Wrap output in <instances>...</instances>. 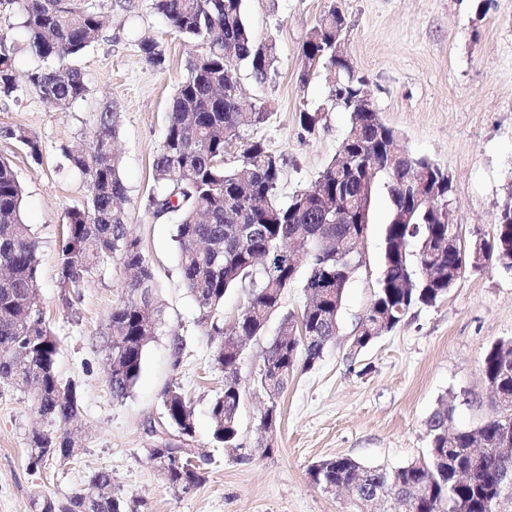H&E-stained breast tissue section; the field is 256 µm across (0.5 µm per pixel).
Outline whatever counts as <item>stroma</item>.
Returning <instances> with one entry per match:
<instances>
[{
	"instance_id": "obj_1",
	"label": "stroma",
	"mask_w": 512,
	"mask_h": 512,
	"mask_svg": "<svg viewBox=\"0 0 512 512\" xmlns=\"http://www.w3.org/2000/svg\"><path fill=\"white\" fill-rule=\"evenodd\" d=\"M332 0H243L256 40L277 45L265 82L247 68L237 77L266 118L250 135L287 155L281 198L310 186L347 136L349 113L328 106L322 72L308 83L301 44ZM349 25L347 50L364 91L383 122L412 156L448 169L455 189L453 221L462 245L492 239L499 204L512 193V0H333ZM108 23L75 61L86 96L65 110L29 88L0 97V125L16 124L42 151L33 163L23 149L0 140L24 187L23 218L39 241L38 301L58 340L57 368L77 385L81 447L73 458L27 466V438L35 425L27 394L0 384V512H34V497L65 501L91 474H112L115 492L137 496L142 512H345L346 496L324 492L308 475L314 462L348 456L392 469L426 455L425 422L441 398L455 408L454 426L477 427L492 414L482 358L492 343L512 339V274L488 265L466 271L435 305L412 309L398 329L358 354L350 334L365 313L383 266L390 201L378 189L366 228L365 263L342 306L340 331L312 369L296 372L278 396L271 450L261 453L260 417L268 404L252 380L278 316L243 349L239 377L241 451L225 450L210 434L209 406L224 390L214 366V341L198 327L172 241L177 214L154 217L146 198L155 187L153 162L168 124V107L196 48L171 35L155 0H90ZM160 43L165 61L149 65L139 43ZM119 114L117 149L126 186L125 216L156 274L164 320L145 349L141 377L128 397L114 400L106 382L107 318L125 281L118 260L105 261L83 288L74 310L58 296L60 244L68 209L83 206L85 177L66 156L94 133L105 108ZM323 109L315 133L297 122L303 110ZM181 353H174V339ZM179 383L196 421L194 445L205 458L204 480L170 487L150 459V423L163 420L161 392Z\"/></svg>"
}]
</instances>
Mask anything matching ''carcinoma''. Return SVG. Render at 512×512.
<instances>
[{
    "label": "carcinoma",
    "instance_id": "carcinoma-1",
    "mask_svg": "<svg viewBox=\"0 0 512 512\" xmlns=\"http://www.w3.org/2000/svg\"><path fill=\"white\" fill-rule=\"evenodd\" d=\"M22 18L25 49L49 63L19 78L13 54L15 45L0 32V96L9 97L26 85L42 98L65 110L87 92L81 71L72 61L83 55L104 27V16L78 0H0ZM155 9L171 34L187 42L206 45L187 64L169 104V121L162 148L154 160L158 189L147 198L168 212L180 215L174 242L183 284L197 309V324L209 336L222 337L213 353L214 365L224 371V392L210 404L211 436L226 448H238V419L243 397L238 366L241 336H259L270 315L280 308L284 291L296 280L298 270L288 264V238L302 239L310 254L303 265V285L323 275L320 266L336 277L338 259L325 253L326 242L338 239L345 246L358 235L356 224H332L340 210L369 216L374 191L362 186L366 167L375 170L373 187L385 177L391 202L385 241L406 244L404 253L385 258L380 288L372 313L387 320L390 329L402 324L417 306L434 304L448 293V268L456 257L448 254V223L440 214L416 202L428 181L436 184L443 199L453 187L439 179L442 167L425 157L403 155L391 163L372 143L383 124L379 112L368 110L360 98L364 77L350 63L336 57V29L347 26L343 13L330 4L311 27L301 46L309 67L324 72L337 69L341 80L330 87L329 101L351 115L358 139H344L335 155L309 187L280 200V182L288 156L276 154L247 134L259 124L265 107L249 100L237 76L226 75L224 52L233 45L236 65L246 66L256 81L264 82L277 62L276 43H257L244 18L242 0H155ZM145 61L164 63L160 45L140 42ZM320 111L303 110L297 121L310 132L320 124ZM119 117L102 112L92 138L81 149L68 152L71 165L87 180L89 205L66 213L59 267V302L71 310L94 272L107 259H116L127 272L124 296L112 306L106 324L108 385L116 399H123L136 385L148 341L155 335L162 310L155 303V274L140 240L126 222L121 203L126 187L120 159L113 143L119 138ZM0 140L22 146L35 163L42 160L37 140L20 126H0ZM237 150L236 164L225 165L230 149ZM23 187L11 163L0 158V384L29 392L41 427L27 439V465L37 470L50 461L75 456L76 442L70 427L79 421L76 385L57 371L59 343L40 306L38 288L39 243L22 216ZM512 246V222L497 220V234L486 249L496 266L512 267V254L502 253V241ZM255 277L253 289L238 322L224 325L221 310L227 292ZM310 311H287L280 328L267 343L263 362L267 374L254 378L253 388L273 399L296 371L311 369L326 345L336 336L331 317L343 302L345 287ZM484 383L496 388L491 399L493 415L476 428H460L448 443V423L454 407L443 400L426 422L430 448L424 460L392 470L364 466L346 456L315 462L309 468L321 488L362 478L384 491L378 504L401 503L409 498L410 512H498L503 479L497 440L500 417L512 412V340H498L484 353ZM166 418L184 429L188 443L180 447L182 464L165 447L153 454L165 459L164 475L173 488L188 489L203 480L201 467L188 462L198 458L189 441L196 433L193 410L177 383L161 395ZM37 512H139L140 501L112 492V475L94 473L87 488L65 502L43 496L33 500Z\"/></svg>",
    "mask_w": 512,
    "mask_h": 512
}]
</instances>
